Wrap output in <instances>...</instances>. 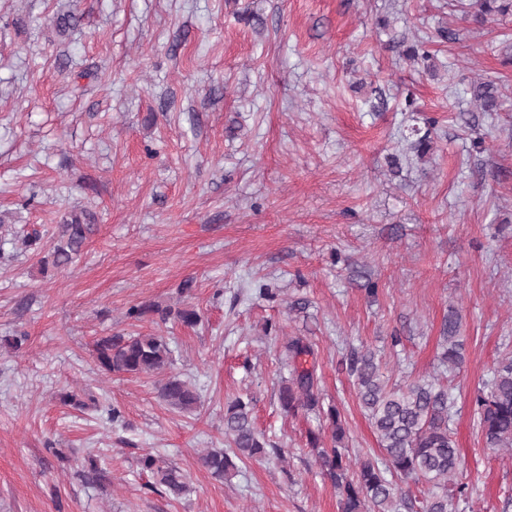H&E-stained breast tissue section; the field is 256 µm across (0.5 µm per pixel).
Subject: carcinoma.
<instances>
[{"mask_svg":"<svg viewBox=\"0 0 512 512\" xmlns=\"http://www.w3.org/2000/svg\"><path fill=\"white\" fill-rule=\"evenodd\" d=\"M480 7L481 18L486 20L495 12H512V0H481ZM471 93L482 111H498L499 97L493 83H477ZM91 230V225L76 214L60 225L58 238L50 248L53 265L68 267ZM459 333L458 319L448 317L440 364L449 372L463 363ZM286 350L291 372L279 390L281 409L288 415L300 409L321 410L316 369L304 366L307 358L314 357L312 346L294 337L288 340ZM94 351L99 366L114 374L161 371L173 361L169 342L156 334L102 337L95 342ZM347 369L355 378L359 404L377 437L380 454L350 459L343 443L341 414L333 405L327 408L330 442L312 434L309 444L322 473L336 488L341 512H458L459 502L468 491L465 484L454 481L460 456L450 428L456 398L448 385L435 378L391 383L370 349L351 351ZM158 396L182 410L199 402L196 390L176 377L159 386ZM472 405L484 446L512 450V352L497 361L491 378L475 393ZM224 435L239 458L253 459L267 445L254 427L251 402L240 396L224 407ZM139 464L169 493L179 495L184 491L183 474L165 459L149 453L140 458ZM202 464L217 479L224 478L232 467L230 456L222 450L206 454ZM403 482L425 488L421 500L413 501L410 491L401 487Z\"/></svg>","mask_w":512,"mask_h":512,"instance_id":"cac0c4a2","label":"carcinoma"}]
</instances>
